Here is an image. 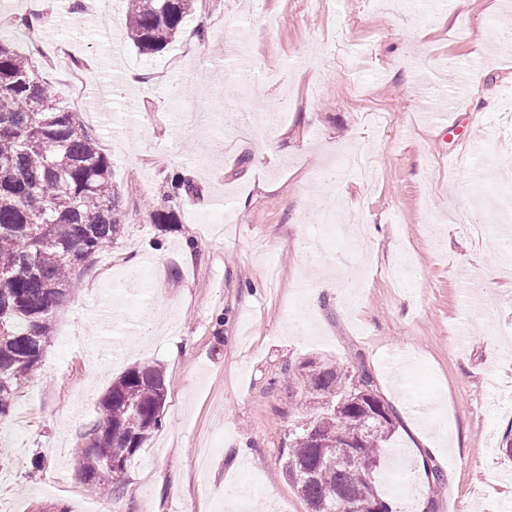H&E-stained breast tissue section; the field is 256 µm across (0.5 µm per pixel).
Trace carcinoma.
<instances>
[{
	"mask_svg": "<svg viewBox=\"0 0 512 512\" xmlns=\"http://www.w3.org/2000/svg\"><path fill=\"white\" fill-rule=\"evenodd\" d=\"M194 0H132L126 35L142 54L179 36ZM121 232L111 165L78 113L0 39V419L38 370L62 299ZM309 418L279 449L285 477L310 512H393L358 475L376 480L396 418L367 370L316 366L305 377ZM163 368L134 366L100 399L79 472L108 494L162 425ZM112 462V476L104 466Z\"/></svg>",
	"mask_w": 512,
	"mask_h": 512,
	"instance_id": "obj_1",
	"label": "carcinoma"
}]
</instances>
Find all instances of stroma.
<instances>
[{"label":"stroma","mask_w":512,"mask_h":512,"mask_svg":"<svg viewBox=\"0 0 512 512\" xmlns=\"http://www.w3.org/2000/svg\"><path fill=\"white\" fill-rule=\"evenodd\" d=\"M29 0H0V36L63 88L55 46L87 64L83 123L106 155L122 233L60 303L40 369L0 421V512H225L242 473L257 512H309L278 450L305 415L308 360L368 370L396 417L376 486L394 512H512V273L498 220L512 197L506 0H196L156 54L123 44L140 82L113 88L104 34L77 0H48L49 45L15 40ZM253 33L235 55L226 13ZM467 64L449 131L428 71ZM274 115L233 139L225 113ZM363 145L367 171L316 176ZM167 214L166 223L154 221ZM151 257L152 290L137 274ZM157 364L162 425L113 497L77 474L98 403ZM447 432L449 450L426 451ZM440 468L444 481L426 471ZM181 494H172L173 486Z\"/></svg>","instance_id":"obj_1"}]
</instances>
